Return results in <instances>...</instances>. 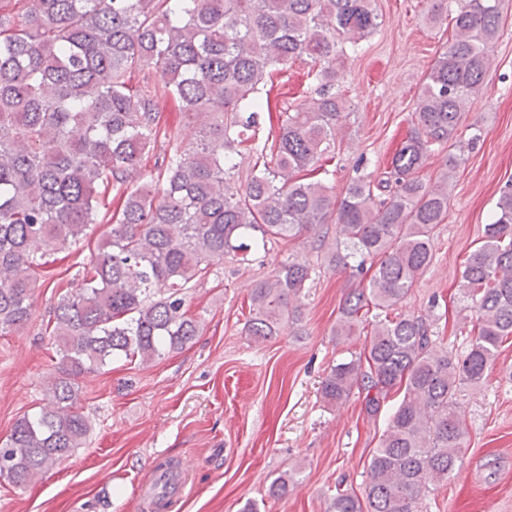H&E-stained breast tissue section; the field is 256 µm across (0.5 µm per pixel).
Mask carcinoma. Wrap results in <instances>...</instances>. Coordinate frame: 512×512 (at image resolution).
<instances>
[{
	"instance_id": "cac0c4a2",
	"label": "carcinoma",
	"mask_w": 512,
	"mask_h": 512,
	"mask_svg": "<svg viewBox=\"0 0 512 512\" xmlns=\"http://www.w3.org/2000/svg\"><path fill=\"white\" fill-rule=\"evenodd\" d=\"M452 20V42L424 80L388 175L353 180L336 202L312 175L346 111L336 57L379 27L373 0H0V335L28 324L37 269L89 225H111L49 319L57 366L45 404L0 441V476L26 486L85 444L81 379L119 358L150 363L199 336L187 292L212 266L333 217L331 263L366 276L345 298L334 336L355 335L362 310L379 313L364 352L331 368L321 397L335 406L358 394L375 417L392 392L404 395L362 495L337 493L329 512H414L448 480L466 438L458 394L481 384L512 338L511 187L463 271L475 315L467 352L439 348L420 316L390 315L433 259L458 158L440 184L419 170L453 139L492 68L500 0H456ZM305 58L316 97L283 107L253 146L270 111L261 90L277 68ZM170 100L197 128L188 147L162 126ZM162 144L157 176L144 177L142 159ZM112 194L122 200L113 211ZM310 280V267L290 259L256 283L247 335L264 342L298 320L290 304Z\"/></svg>"
}]
</instances>
